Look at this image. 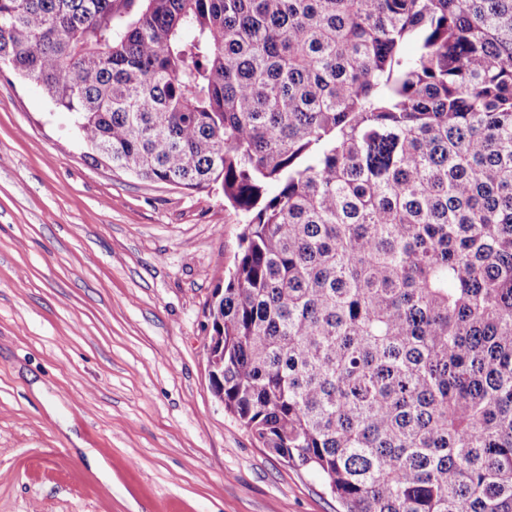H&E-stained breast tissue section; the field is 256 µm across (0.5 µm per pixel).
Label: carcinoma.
Instances as JSON below:
<instances>
[{"label": "carcinoma", "mask_w": 512, "mask_h": 512, "mask_svg": "<svg viewBox=\"0 0 512 512\" xmlns=\"http://www.w3.org/2000/svg\"><path fill=\"white\" fill-rule=\"evenodd\" d=\"M2 67L243 215L211 386L262 447L344 512H512V0H0Z\"/></svg>", "instance_id": "1"}]
</instances>
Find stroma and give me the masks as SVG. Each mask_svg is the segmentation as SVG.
<instances>
[{
  "label": "stroma",
  "instance_id": "obj_1",
  "mask_svg": "<svg viewBox=\"0 0 512 512\" xmlns=\"http://www.w3.org/2000/svg\"><path fill=\"white\" fill-rule=\"evenodd\" d=\"M241 222L221 186L93 161L0 72V512H342L213 393L205 311Z\"/></svg>",
  "mask_w": 512,
  "mask_h": 512
}]
</instances>
